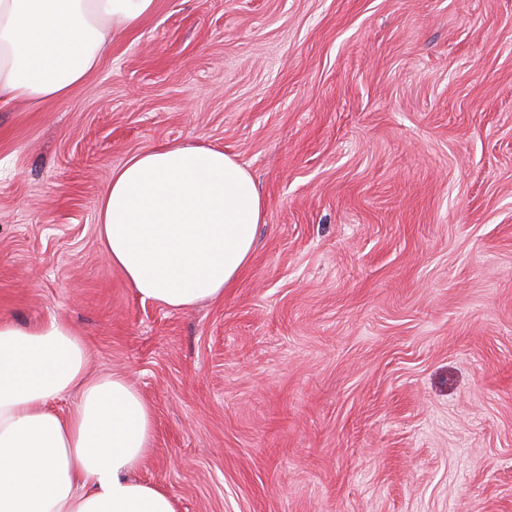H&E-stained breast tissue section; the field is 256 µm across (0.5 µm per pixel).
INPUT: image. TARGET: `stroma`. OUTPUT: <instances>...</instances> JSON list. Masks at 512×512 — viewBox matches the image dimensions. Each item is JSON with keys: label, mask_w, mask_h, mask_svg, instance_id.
Returning a JSON list of instances; mask_svg holds the SVG:
<instances>
[{"label": "stroma", "mask_w": 512, "mask_h": 512, "mask_svg": "<svg viewBox=\"0 0 512 512\" xmlns=\"http://www.w3.org/2000/svg\"><path fill=\"white\" fill-rule=\"evenodd\" d=\"M223 148L265 215L223 300L101 243L132 155ZM57 318L154 411L177 512H512V0H156L0 108V319Z\"/></svg>", "instance_id": "35a3bbf8"}]
</instances>
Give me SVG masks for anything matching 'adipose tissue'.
Masks as SVG:
<instances>
[{"label":"adipose tissue","mask_w":512,"mask_h":512,"mask_svg":"<svg viewBox=\"0 0 512 512\" xmlns=\"http://www.w3.org/2000/svg\"><path fill=\"white\" fill-rule=\"evenodd\" d=\"M156 0H0V106L62 100ZM265 202L223 149L167 144L118 167L97 221L137 296L169 309L223 299L250 263ZM83 339L51 318L0 320V512H176L134 480L153 413L125 375H91ZM71 398L64 412L53 401Z\"/></svg>","instance_id":"obj_1"}]
</instances>
